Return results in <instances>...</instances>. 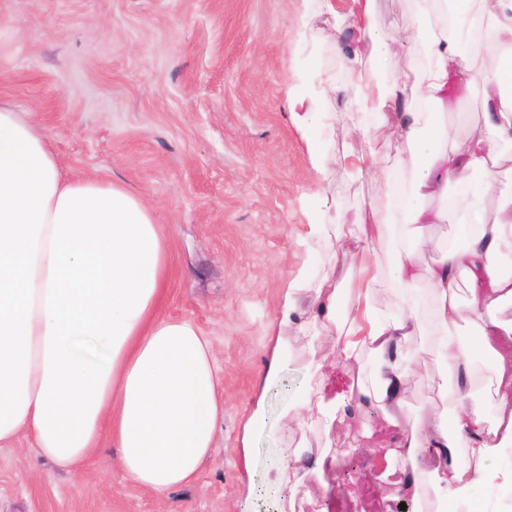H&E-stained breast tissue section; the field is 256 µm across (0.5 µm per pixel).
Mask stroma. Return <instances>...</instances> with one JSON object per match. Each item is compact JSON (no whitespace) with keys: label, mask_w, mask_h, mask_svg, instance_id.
Instances as JSON below:
<instances>
[{"label":"stroma","mask_w":512,"mask_h":512,"mask_svg":"<svg viewBox=\"0 0 512 512\" xmlns=\"http://www.w3.org/2000/svg\"><path fill=\"white\" fill-rule=\"evenodd\" d=\"M349 38L343 15L318 0H0V100L50 137L68 175L120 183L154 209L168 244L158 313L210 337L224 400L193 483L156 496L105 452L72 479L22 435L0 447V512H281L295 499L311 512H401L400 434L350 393L371 359L337 363L304 282L333 267L332 289L355 309L362 266L386 281L392 257L389 235L351 260L309 233L322 213L353 220L384 190L343 159L353 128L345 88L358 69ZM312 58L326 118L306 130L287 93ZM444 121L459 139L481 126L478 88L454 89ZM316 143L336 162L314 167ZM288 291L296 305L286 316ZM424 329L411 340L420 364L407 398L420 417L453 377L433 351V324ZM277 347L288 363L270 379ZM318 363L337 409L298 416ZM295 449L325 457L324 467L273 484Z\"/></svg>","instance_id":"35a3bbf8"}]
</instances>
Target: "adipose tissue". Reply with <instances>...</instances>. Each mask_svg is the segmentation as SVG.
<instances>
[{
    "label": "adipose tissue",
    "mask_w": 512,
    "mask_h": 512,
    "mask_svg": "<svg viewBox=\"0 0 512 512\" xmlns=\"http://www.w3.org/2000/svg\"><path fill=\"white\" fill-rule=\"evenodd\" d=\"M422 23L392 35L375 24L377 0H346L360 65L352 84L355 173L385 182L354 222L323 213L312 233L333 234L337 253L356 257L377 244L382 229L400 224H444L447 209L423 207L447 198L448 183L463 191L457 208L478 215L496 179L505 145H512V0H421ZM489 30L503 47L494 68L473 70L461 32ZM430 56L420 69L402 66L413 40ZM289 94L292 121L309 128L321 94L312 80ZM482 86L483 124L453 139L440 119L450 88ZM399 129L405 158L380 165V133ZM433 265L420 266L409 235H402L389 277L404 298L393 311L374 304L378 274L358 283L364 308L345 313L329 293L331 272L305 280L317 302L316 318L339 335L336 359L351 364L369 353V377L352 390L359 402L381 408L402 434V494L421 503L432 488L449 505L471 500L477 487L512 489V463L488 469L487 458L512 447V359L497 351L512 339V322L495 311L512 303V271L499 264L512 242V192L492 221L461 228ZM167 244L154 212L120 184L66 176L49 138L0 101V447L28 435L55 469L79 476L88 459L109 448L126 478L157 494L190 484L209 456L224 418L216 397L219 367L210 339L185 319L157 314L167 278ZM473 286L468 336L448 331L458 315L459 279ZM435 293L433 345L444 363L459 368L454 413L436 408L426 420L406 415L408 340L422 331L416 287ZM486 358L494 414L470 403L466 371Z\"/></svg>",
    "instance_id": "1"
}]
</instances>
